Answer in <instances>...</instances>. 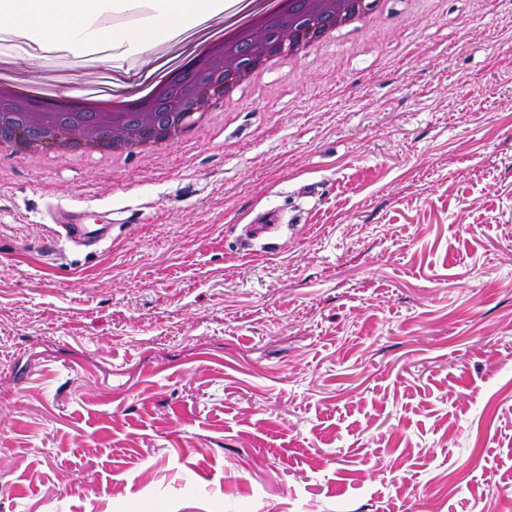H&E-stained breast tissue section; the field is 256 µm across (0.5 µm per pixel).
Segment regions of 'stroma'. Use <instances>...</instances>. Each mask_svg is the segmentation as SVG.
<instances>
[{"mask_svg":"<svg viewBox=\"0 0 512 512\" xmlns=\"http://www.w3.org/2000/svg\"><path fill=\"white\" fill-rule=\"evenodd\" d=\"M233 97L117 163L0 149V512H512V0H392ZM60 207L109 240L45 257ZM256 224L245 226V236L251 242L272 237L282 226L281 216L276 210H268L258 215Z\"/></svg>","mask_w":512,"mask_h":512,"instance_id":"obj_1","label":"stroma"}]
</instances>
